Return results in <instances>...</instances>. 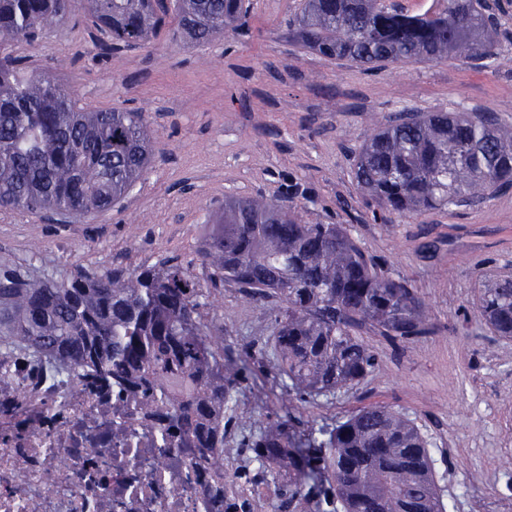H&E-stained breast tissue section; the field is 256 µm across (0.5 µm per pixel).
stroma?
I'll return each mask as SVG.
<instances>
[{
    "mask_svg": "<svg viewBox=\"0 0 512 512\" xmlns=\"http://www.w3.org/2000/svg\"><path fill=\"white\" fill-rule=\"evenodd\" d=\"M296 0H252L248 21L204 46L166 36L97 55L83 6L13 55L55 76L81 105L144 113L157 143L151 164L111 209L75 221L0 210V255L25 276L69 279L170 261L203 275L198 251L228 197L280 199L304 188V216L349 227L362 248L424 299L434 332L409 341L363 329L378 367L358 386L295 409L334 423L373 404L405 413L428 436L449 512H512V339L481 324L482 279L512 275V189L479 205L374 221L352 156L391 113L493 112L512 126V12L501 16L497 57L390 63L377 70L299 48L288 38ZM233 354L254 353L234 425L249 436L283 411L277 370L259 357L269 316L228 288L211 309Z\"/></svg>",
    "mask_w": 512,
    "mask_h": 512,
    "instance_id": "1",
    "label": "stroma"
}]
</instances>
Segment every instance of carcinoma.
<instances>
[{
    "label": "carcinoma",
    "instance_id": "1",
    "mask_svg": "<svg viewBox=\"0 0 512 512\" xmlns=\"http://www.w3.org/2000/svg\"><path fill=\"white\" fill-rule=\"evenodd\" d=\"M76 0H0V208L81 217L108 210L145 172L154 148L141 112L89 110L54 78L9 53L70 13ZM100 54L141 47L167 31L196 45L237 31L245 0H85ZM300 46L366 69L388 62L467 61L498 55L486 0H445L411 15L392 0H300L288 17ZM358 187L384 213L422 214L512 186V128L492 112H399L354 153ZM298 205L224 200L199 250L210 288L162 262L126 273L30 280L0 256V348L48 375H93L142 396L175 447L224 467L226 411L249 378L247 353L224 356V326L209 318L230 287L266 308L260 355L288 379L287 408L352 389L378 366L359 339L369 327L411 340L434 333L404 279L365 254L342 224H310ZM477 312L512 338V278L479 288ZM262 475L287 479L280 507L298 512H446L428 441L388 406H365L331 426L298 431L283 418L245 440Z\"/></svg>",
    "mask_w": 512,
    "mask_h": 512
}]
</instances>
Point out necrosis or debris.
<instances>
[{
  "label": "necrosis or debris",
  "mask_w": 512,
  "mask_h": 512,
  "mask_svg": "<svg viewBox=\"0 0 512 512\" xmlns=\"http://www.w3.org/2000/svg\"><path fill=\"white\" fill-rule=\"evenodd\" d=\"M241 448L223 470L168 447L135 400L67 378L40 380L0 356V512H265L262 481Z\"/></svg>",
  "instance_id": "4bbe7bcc"
}]
</instances>
